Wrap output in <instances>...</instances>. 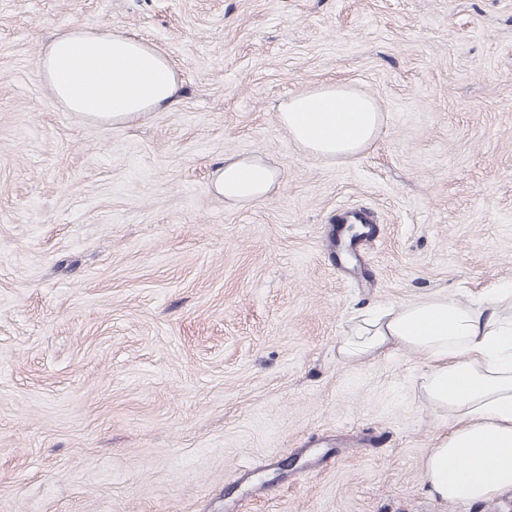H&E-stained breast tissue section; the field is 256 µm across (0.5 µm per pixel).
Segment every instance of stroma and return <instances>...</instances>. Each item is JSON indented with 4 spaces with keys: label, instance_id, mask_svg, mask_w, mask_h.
Returning a JSON list of instances; mask_svg holds the SVG:
<instances>
[{
    "label": "stroma",
    "instance_id": "obj_1",
    "mask_svg": "<svg viewBox=\"0 0 512 512\" xmlns=\"http://www.w3.org/2000/svg\"><path fill=\"white\" fill-rule=\"evenodd\" d=\"M180 73L141 120L68 111L35 74L67 27ZM373 98L351 162L278 103ZM278 169L240 207L228 156ZM372 233L343 257L336 217ZM512 283V0H0V512H490L423 481L455 422L423 359L343 363L361 311Z\"/></svg>",
    "mask_w": 512,
    "mask_h": 512
}]
</instances>
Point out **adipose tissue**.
<instances>
[{
    "label": "adipose tissue",
    "instance_id": "1",
    "mask_svg": "<svg viewBox=\"0 0 512 512\" xmlns=\"http://www.w3.org/2000/svg\"><path fill=\"white\" fill-rule=\"evenodd\" d=\"M36 72L69 111L115 123L171 106L181 86L159 49L106 28L54 35ZM277 117L308 153L344 161L372 144L382 122L374 100L335 84L290 96ZM277 179L261 159L228 157L212 188L241 206L268 195ZM511 303L512 284L480 301L434 294L363 315L338 342L345 363L395 352L424 358L421 398L456 421L424 462L427 489L442 501H490L512 491Z\"/></svg>",
    "mask_w": 512,
    "mask_h": 512
}]
</instances>
